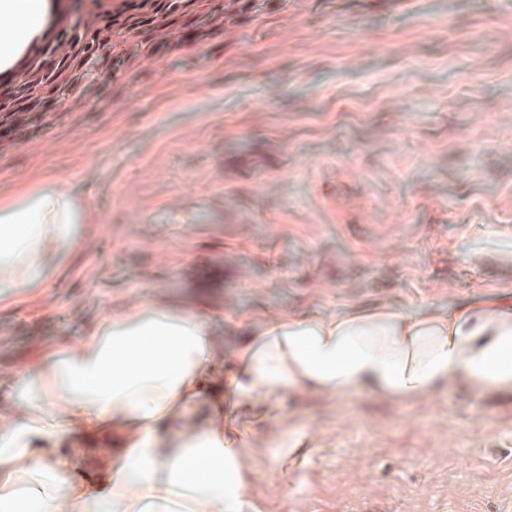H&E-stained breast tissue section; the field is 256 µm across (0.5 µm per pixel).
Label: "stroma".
I'll return each instance as SVG.
<instances>
[{
	"label": "stroma",
	"mask_w": 512,
	"mask_h": 512,
	"mask_svg": "<svg viewBox=\"0 0 512 512\" xmlns=\"http://www.w3.org/2000/svg\"><path fill=\"white\" fill-rule=\"evenodd\" d=\"M124 2L46 0L44 32ZM160 36L0 153V198L46 177L84 211L0 306V389L142 303L209 305L228 352L243 316L512 303V0H256L214 37ZM241 429L254 512H512V391L305 392Z\"/></svg>",
	"instance_id": "1"
}]
</instances>
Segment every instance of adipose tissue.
I'll list each match as a JSON object with an SVG mask.
<instances>
[{
    "mask_svg": "<svg viewBox=\"0 0 512 512\" xmlns=\"http://www.w3.org/2000/svg\"><path fill=\"white\" fill-rule=\"evenodd\" d=\"M45 13L44 0H0V70L41 35ZM80 222L73 193L52 181L0 199V301L40 288ZM234 356L225 372L209 311L155 303L46 348L0 414V512H250L227 406L265 418L306 390L391 401L451 382L512 390V308L285 315L254 324Z\"/></svg>",
    "mask_w": 512,
    "mask_h": 512,
    "instance_id": "obj_1",
    "label": "adipose tissue"
}]
</instances>
